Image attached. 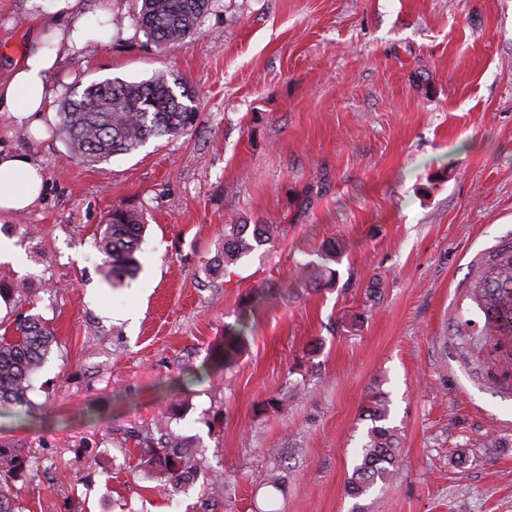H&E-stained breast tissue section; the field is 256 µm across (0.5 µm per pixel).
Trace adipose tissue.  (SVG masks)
<instances>
[{
  "label": "adipose tissue",
  "instance_id": "ef3b65f1",
  "mask_svg": "<svg viewBox=\"0 0 512 512\" xmlns=\"http://www.w3.org/2000/svg\"><path fill=\"white\" fill-rule=\"evenodd\" d=\"M89 16H75L71 26H53L34 49L18 62L6 82H0V113L18 127L43 128L53 111L55 93L49 73L61 58L86 37ZM43 175L30 157L0 153V213L15 215L34 207L41 197Z\"/></svg>",
  "mask_w": 512,
  "mask_h": 512
}]
</instances>
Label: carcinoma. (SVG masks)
<instances>
[{"instance_id": "carcinoma-1", "label": "carcinoma", "mask_w": 512, "mask_h": 512, "mask_svg": "<svg viewBox=\"0 0 512 512\" xmlns=\"http://www.w3.org/2000/svg\"><path fill=\"white\" fill-rule=\"evenodd\" d=\"M209 0H142L141 27L158 46H181L197 30ZM195 96L187 83L169 80L160 72L144 81L119 78L95 82L67 99L60 112V130L71 152L94 164L116 155L130 154L151 138L176 136L194 125ZM145 227L143 213L117 207L107 215L96 236L101 269L112 287L122 286L140 269L139 252ZM271 224L224 225V262L234 263L255 248L270 243ZM339 261L336 248L320 253V262L303 267L300 280L310 288L331 285ZM465 297L477 318L452 322L458 348L465 351L476 342L512 336V242L489 252L466 284ZM251 313L242 311L232 324L224 325V347L194 371L191 382H202L221 366H229L248 345ZM56 343L54 328L34 315H20L0 335V406H31L32 378ZM389 400L373 393L364 417L372 422L367 440L359 449L358 462L346 486L348 496L358 499L377 484L387 486L402 462L398 428L385 425ZM137 467L159 481L158 491L173 496L180 491L184 473L196 469V459L185 453V438L165 420L156 431L136 433ZM38 457L11 443H0V512H22L15 483L39 469Z\"/></svg>"}]
</instances>
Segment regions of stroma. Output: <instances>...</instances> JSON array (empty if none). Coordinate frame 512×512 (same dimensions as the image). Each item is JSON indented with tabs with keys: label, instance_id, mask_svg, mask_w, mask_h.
I'll return each instance as SVG.
<instances>
[{
	"label": "stroma",
	"instance_id": "35a3bbf8",
	"mask_svg": "<svg viewBox=\"0 0 512 512\" xmlns=\"http://www.w3.org/2000/svg\"><path fill=\"white\" fill-rule=\"evenodd\" d=\"M78 5L112 31L51 72L55 105L163 71L193 89L199 120L88 165L58 120L34 134L0 116V151L30 155L45 182L33 209L0 217L22 257L0 262V322L37 315L57 337L29 413L0 407V442L44 465L16 484L24 512H512V365L489 344L459 356L451 332L474 315L463 281L512 238V0H210L167 49L141 0ZM44 32L28 0H0L1 82ZM115 207L148 224L142 269L117 289L95 248ZM241 220L282 231L223 265ZM332 246L335 288L297 287ZM270 283L236 366L170 395ZM377 390L402 469L356 500L344 489ZM164 416L201 443L170 499L123 452L127 430ZM216 470L237 481L231 503L207 488Z\"/></svg>",
	"mask_w": 512,
	"mask_h": 512
}]
</instances>
